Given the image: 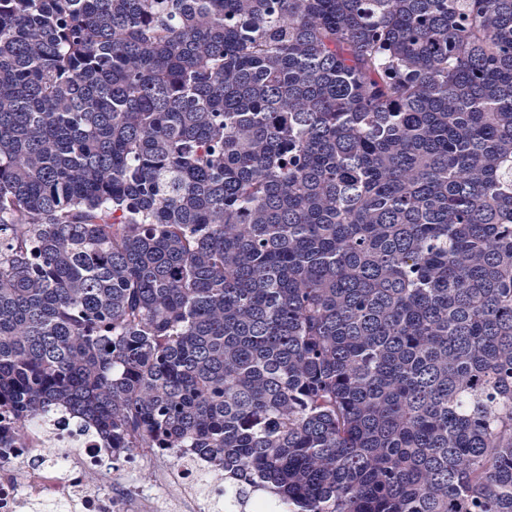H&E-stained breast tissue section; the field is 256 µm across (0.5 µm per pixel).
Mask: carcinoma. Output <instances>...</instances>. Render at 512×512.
<instances>
[{
	"label": "carcinoma",
	"instance_id": "1",
	"mask_svg": "<svg viewBox=\"0 0 512 512\" xmlns=\"http://www.w3.org/2000/svg\"><path fill=\"white\" fill-rule=\"evenodd\" d=\"M288 512H512V0H0V411Z\"/></svg>",
	"mask_w": 512,
	"mask_h": 512
}]
</instances>
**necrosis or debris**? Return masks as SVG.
I'll use <instances>...</instances> for the list:
<instances>
[{
	"label": "necrosis or debris",
	"instance_id": "4bbe7bcc",
	"mask_svg": "<svg viewBox=\"0 0 512 512\" xmlns=\"http://www.w3.org/2000/svg\"><path fill=\"white\" fill-rule=\"evenodd\" d=\"M135 468V461L115 460L71 411H61L31 425L21 447L0 460V512H166L167 501L152 486L133 483L127 497L113 494V477ZM161 481L178 487L179 512L224 508L222 483L210 480L197 457L178 455Z\"/></svg>",
	"mask_w": 512,
	"mask_h": 512
}]
</instances>
